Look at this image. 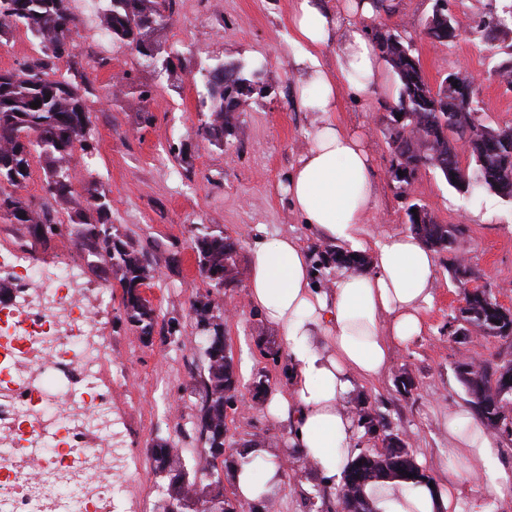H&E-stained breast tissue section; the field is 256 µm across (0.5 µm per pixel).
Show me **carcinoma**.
Here are the masks:
<instances>
[{"label":"carcinoma","mask_w":512,"mask_h":512,"mask_svg":"<svg viewBox=\"0 0 512 512\" xmlns=\"http://www.w3.org/2000/svg\"><path fill=\"white\" fill-rule=\"evenodd\" d=\"M74 0H0V36L23 31L38 47L40 56L17 68L0 69V218L23 227L38 244L46 246L65 232L79 230L88 261L120 273L125 321L145 338L152 337L157 324L156 310L132 287L153 278L154 268L147 254L132 242L112 232V205L98 181L83 179V194L74 192L77 180L73 159L90 148L93 113L88 104L93 86L78 61L73 32L79 20ZM99 27L112 46L128 48L140 65L151 61L139 46L148 42L155 26L174 22L177 0H98ZM509 19L497 14L482 20L483 40L491 47L505 40ZM440 44L448 38V11L444 10L435 27L424 31ZM378 42L394 74L397 98L387 106L385 125L393 161L413 175L433 169L451 187L465 194L489 192L512 202V126L498 128L487 137L490 127L472 128L470 165H462L453 140L448 138V96L433 91L423 76L419 57L414 54L413 38L390 27H383ZM206 90L203 104L206 120L197 136L218 147L230 138L247 111L253 95L257 71L240 63L220 59L199 69ZM156 87L139 88V111L151 120L148 104ZM39 100L40 106L31 103ZM401 118H396V115ZM42 161L40 200L22 194L31 178L34 160ZM66 211L67 218L61 217ZM409 230L435 251L454 250L466 228L441 224L426 210L408 218ZM201 275L211 289L192 302L196 334L201 338L197 359L193 360L196 388L191 401L195 440L199 448L186 458L183 448H157L155 470L162 479H179L168 486L170 492L160 512H195L201 499H207L209 512H224L223 492L206 498L207 489L223 485L211 461L224 453L226 406L237 392L233 358L224 342V295L242 286L245 270L237 262L239 242L221 230L203 226L192 239ZM368 264L366 256L331 246L317 252V271H357ZM467 320L485 336H499L512 342V309L494 307L480 297L479 289L463 291ZM512 372V353L498 354L479 368L455 366V374L467 396V404L489 429L493 416L502 408L501 379ZM367 428L382 429L388 442L381 448H362L350 461L343 479L350 499H339V509L355 506V512H371L362 496L372 481L397 478L406 484L426 477L417 466L409 443L391 426L387 415L373 408L362 415Z\"/></svg>","instance_id":"cac0c4a2"}]
</instances>
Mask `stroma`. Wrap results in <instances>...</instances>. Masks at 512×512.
Returning <instances> with one entry per match:
<instances>
[{
  "label": "stroma",
  "mask_w": 512,
  "mask_h": 512,
  "mask_svg": "<svg viewBox=\"0 0 512 512\" xmlns=\"http://www.w3.org/2000/svg\"><path fill=\"white\" fill-rule=\"evenodd\" d=\"M450 3L462 29L445 44L430 42L423 33L434 0H398V9L386 24L415 37L431 86L462 66L479 72L483 81L476 95L483 123H512V88L494 75L498 58L478 28L486 14L511 10L512 0ZM292 9L293 0H180L175 23L153 38L182 51L181 79L156 75L138 65L127 50L113 54L111 64L87 71L95 88L89 99L95 115L93 148L76 156L74 163L80 175L95 177L109 196L115 233L143 249L156 268L147 290L158 314L152 339L142 338L125 322L118 274L88 266L77 236H63L45 247L32 245L26 259L48 273L68 263L83 288L104 297L96 322L106 331L113 360L104 363L91 381L96 388L112 391L110 416L132 472L117 495L118 512H158L160 479L155 474L154 449L177 446L191 451L196 446L192 417L177 412L175 403L194 385L189 363L198 351V339L191 303L209 288L190 247L197 227L204 224L224 231L239 242L244 256L260 228L270 234L297 235L310 249L318 245L281 192L286 173L307 146L306 135L315 119L314 113L293 103L297 75L292 61L298 48L288 24ZM216 57L261 71L260 89L241 114L231 145L223 149L196 135L206 109L204 89L194 74L200 62ZM126 71L136 84L157 87L150 105L151 125L138 119L135 88L123 94L112 91L114 76ZM385 113L383 104L364 107L347 96L337 114L344 126L361 130L373 153L378 203L367 222L377 236L408 229L403 205L387 178L391 151ZM173 143L181 145L182 154L170 153ZM411 193L415 202L431 208L440 223L454 224L467 216L469 231L454 252L471 267L472 286H493L502 305L512 308V203L497 200L491 220L472 219V212L483 206V194L460 193L432 170L418 174ZM449 255L437 254L435 299L424 334L396 349L384 376L358 389L359 396L388 414L395 430L409 435L414 455L427 471L436 470L448 454V433L441 423L449 405L466 400L454 373L458 346L448 337V315L463 292L448 274ZM237 296L239 312L225 320L224 336L239 388L249 393L254 381L263 379L272 390L283 389L285 362L272 361L256 347L261 338L279 348V331L249 304L246 289H239ZM171 321L178 322L179 331L168 336L164 328ZM406 375L414 388L403 394L398 384ZM225 429L227 445L235 448L254 441L280 448L287 437L285 423L252 406L235 409Z\"/></svg>",
  "instance_id": "1"
}]
</instances>
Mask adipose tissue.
I'll use <instances>...</instances> for the list:
<instances>
[{
    "mask_svg": "<svg viewBox=\"0 0 512 512\" xmlns=\"http://www.w3.org/2000/svg\"><path fill=\"white\" fill-rule=\"evenodd\" d=\"M383 12L376 0H295L289 18L301 95L316 113L308 146L286 175L291 210L320 242L368 252L370 265L340 271L330 287L314 282L312 254L299 237L257 236L247 267L249 301L279 330L288 361L283 391L269 396L268 413L288 425V448L307 463L315 487L334 489L365 436L349 409L361 382L377 380L395 347L421 336L436 289V257L414 234L374 236L366 217L377 200L376 172L364 140L336 119L344 94L369 102L388 91L371 28ZM448 455L441 480L414 486L383 479L363 489L373 512H488L512 501L506 450L469 407H449ZM282 450L261 443L234 471L244 506L280 495Z\"/></svg>",
    "mask_w": 512,
    "mask_h": 512,
    "instance_id": "1",
    "label": "adipose tissue"
}]
</instances>
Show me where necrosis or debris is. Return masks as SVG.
Instances as JSON below:
<instances>
[{
  "label": "necrosis or debris",
  "mask_w": 512,
  "mask_h": 512,
  "mask_svg": "<svg viewBox=\"0 0 512 512\" xmlns=\"http://www.w3.org/2000/svg\"><path fill=\"white\" fill-rule=\"evenodd\" d=\"M16 303L0 306V512H116L126 469L104 418L111 394L81 386L104 360L94 302L69 267L53 276L16 262Z\"/></svg>",
  "instance_id": "1"
}]
</instances>
